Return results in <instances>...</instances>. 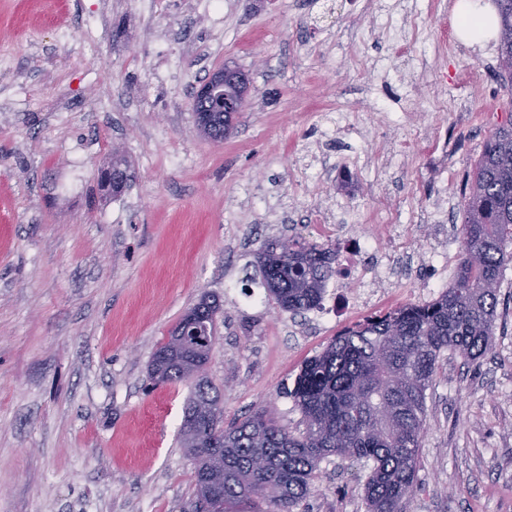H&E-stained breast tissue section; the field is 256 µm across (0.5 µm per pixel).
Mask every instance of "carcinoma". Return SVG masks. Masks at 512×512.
<instances>
[{"label": "carcinoma", "mask_w": 512, "mask_h": 512, "mask_svg": "<svg viewBox=\"0 0 512 512\" xmlns=\"http://www.w3.org/2000/svg\"><path fill=\"white\" fill-rule=\"evenodd\" d=\"M498 78L512 87V0H501ZM200 130L222 140L236 112H204ZM463 253L452 285L439 298L409 303L346 328L307 360L290 396L302 414L297 433L266 408L224 426L223 395L205 374L219 300L204 294L153 353L157 383L194 382L180 427L193 455L194 512H295L337 456L369 468L367 512H405L416 488L426 429L427 390L445 351L475 360L491 353L506 267L512 263V123L488 136L468 174ZM336 253L303 237L265 240L254 253L268 296L284 311L317 308L336 275Z\"/></svg>", "instance_id": "obj_1"}]
</instances>
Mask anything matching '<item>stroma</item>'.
Masks as SVG:
<instances>
[{
    "instance_id": "35a3bbf8",
    "label": "stroma",
    "mask_w": 512,
    "mask_h": 512,
    "mask_svg": "<svg viewBox=\"0 0 512 512\" xmlns=\"http://www.w3.org/2000/svg\"><path fill=\"white\" fill-rule=\"evenodd\" d=\"M458 5L224 0L214 24L188 0H0V512H186L191 386L154 384L148 365L207 293L222 304L207 374L225 423L266 406L301 428L290 391L341 328L250 304L253 254L309 237L322 208L355 225L367 268L398 248L392 211L420 253L443 225L461 245L466 178L512 122V92L497 34L461 39ZM413 37L423 55L395 53ZM226 66L249 92L214 143L191 106ZM415 81L448 97L436 134L425 103L399 122ZM335 105L345 129L328 137L311 115ZM116 153L117 194L103 182ZM492 344L441 357L406 512H512V266ZM368 474L323 461L296 512H366Z\"/></svg>"
}]
</instances>
